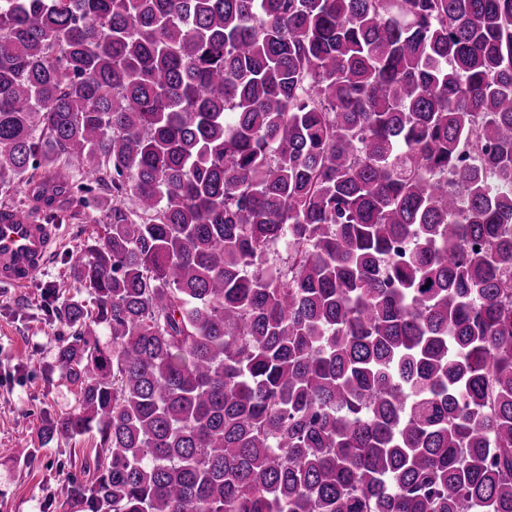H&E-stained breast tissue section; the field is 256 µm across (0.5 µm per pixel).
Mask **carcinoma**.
<instances>
[{"label": "carcinoma", "instance_id": "obj_1", "mask_svg": "<svg viewBox=\"0 0 512 512\" xmlns=\"http://www.w3.org/2000/svg\"><path fill=\"white\" fill-rule=\"evenodd\" d=\"M18 185L110 212L63 505L512 512V0H0Z\"/></svg>", "mask_w": 512, "mask_h": 512}]
</instances>
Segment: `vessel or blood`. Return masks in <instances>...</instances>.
<instances>
[{"label":"vessel or blood","mask_w":512,"mask_h":512,"mask_svg":"<svg viewBox=\"0 0 512 512\" xmlns=\"http://www.w3.org/2000/svg\"><path fill=\"white\" fill-rule=\"evenodd\" d=\"M58 227L11 206H0V283L19 287L47 263Z\"/></svg>","instance_id":"vessel-or-blood-1"}]
</instances>
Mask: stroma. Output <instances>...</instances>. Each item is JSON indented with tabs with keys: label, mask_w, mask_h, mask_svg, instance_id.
Returning <instances> with one entry per match:
<instances>
[{
	"label": "stroma",
	"mask_w": 512,
	"mask_h": 512,
	"mask_svg": "<svg viewBox=\"0 0 512 512\" xmlns=\"http://www.w3.org/2000/svg\"><path fill=\"white\" fill-rule=\"evenodd\" d=\"M106 213L59 226L49 263L24 287L0 284V512H66L59 486L82 478L81 460L93 436L41 444L45 416L75 412L79 395L56 366L59 346L72 331L56 310L64 298L90 299L71 276L93 238L103 234Z\"/></svg>",
	"instance_id": "35a3bbf8"
}]
</instances>
